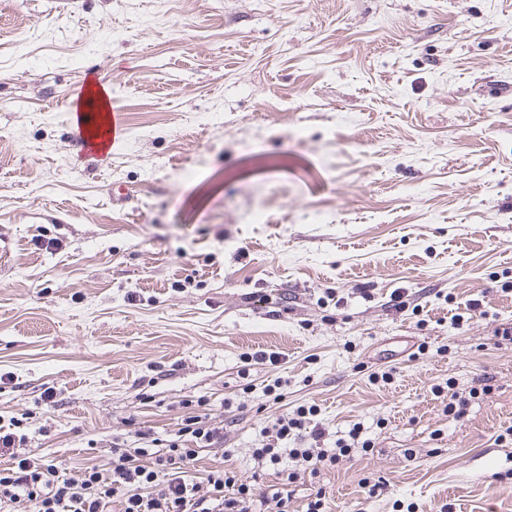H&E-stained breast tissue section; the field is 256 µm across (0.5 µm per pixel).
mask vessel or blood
I'll return each instance as SVG.
<instances>
[{"instance_id": "b4317fda", "label": "vessel or blood", "mask_w": 512, "mask_h": 512, "mask_svg": "<svg viewBox=\"0 0 512 512\" xmlns=\"http://www.w3.org/2000/svg\"><path fill=\"white\" fill-rule=\"evenodd\" d=\"M70 123L76 137L88 151L98 146H112L127 132L125 115L115 105L101 106L92 92L78 99Z\"/></svg>"}]
</instances>
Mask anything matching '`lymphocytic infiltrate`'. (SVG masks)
Listing matches in <instances>:
<instances>
[{"mask_svg": "<svg viewBox=\"0 0 512 512\" xmlns=\"http://www.w3.org/2000/svg\"><path fill=\"white\" fill-rule=\"evenodd\" d=\"M317 414L316 407L301 406L263 427L252 450L257 465L277 468L288 484L298 473L283 467L284 458L301 462L314 474L355 450L367 449L357 424L347 437L336 439L333 449H326L324 431L315 421ZM223 440L222 428L190 415L174 439L135 431L133 442L112 443L108 468L89 467L79 477L66 478L38 454L15 453V445L24 443V436L0 431V447L14 452L9 466L0 468V512H18L25 504L33 505L36 512H110L116 500L122 512H262L261 493L235 471H209L202 490L183 478L182 469L193 465L199 449ZM288 441L293 444L289 450L284 447Z\"/></svg>", "mask_w": 512, "mask_h": 512, "instance_id": "obj_1", "label": "lymphocytic infiltrate"}]
</instances>
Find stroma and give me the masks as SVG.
Instances as JSON below:
<instances>
[{
	"instance_id": "obj_1",
	"label": "stroma",
	"mask_w": 512,
	"mask_h": 512,
	"mask_svg": "<svg viewBox=\"0 0 512 512\" xmlns=\"http://www.w3.org/2000/svg\"><path fill=\"white\" fill-rule=\"evenodd\" d=\"M0 240V425L70 476L201 397L195 482L269 491L262 428L313 405L370 447L268 512H512V0H0ZM69 117L75 136L90 152H98L99 145L109 151L127 132L125 113L111 99L108 107L103 108L91 90L78 99L75 112H70Z\"/></svg>"
}]
</instances>
